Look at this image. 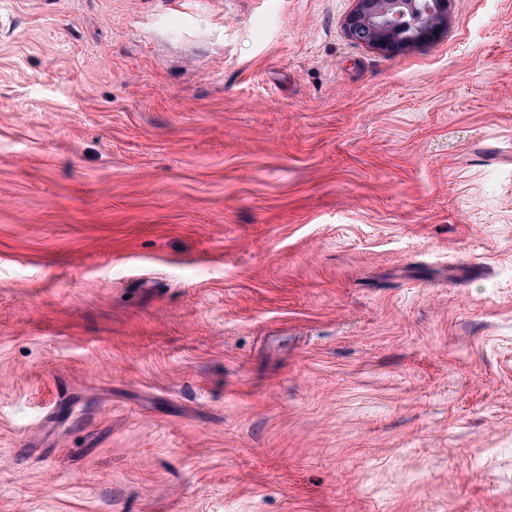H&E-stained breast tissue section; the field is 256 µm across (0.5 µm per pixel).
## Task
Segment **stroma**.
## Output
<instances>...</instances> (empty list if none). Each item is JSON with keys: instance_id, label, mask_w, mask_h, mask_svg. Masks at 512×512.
<instances>
[{"instance_id": "1", "label": "stroma", "mask_w": 512, "mask_h": 512, "mask_svg": "<svg viewBox=\"0 0 512 512\" xmlns=\"http://www.w3.org/2000/svg\"><path fill=\"white\" fill-rule=\"evenodd\" d=\"M0 0V512H512V0ZM343 28L347 38L371 49L394 52L430 39L448 18L449 0H353ZM412 28L414 36L399 33Z\"/></svg>"}]
</instances>
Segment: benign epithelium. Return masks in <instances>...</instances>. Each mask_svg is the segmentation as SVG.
I'll use <instances>...</instances> for the list:
<instances>
[{
	"instance_id": "7a95c632",
	"label": "benign epithelium",
	"mask_w": 512,
	"mask_h": 512,
	"mask_svg": "<svg viewBox=\"0 0 512 512\" xmlns=\"http://www.w3.org/2000/svg\"><path fill=\"white\" fill-rule=\"evenodd\" d=\"M450 0H353L343 28L347 38L394 52L430 39L448 18Z\"/></svg>"
}]
</instances>
